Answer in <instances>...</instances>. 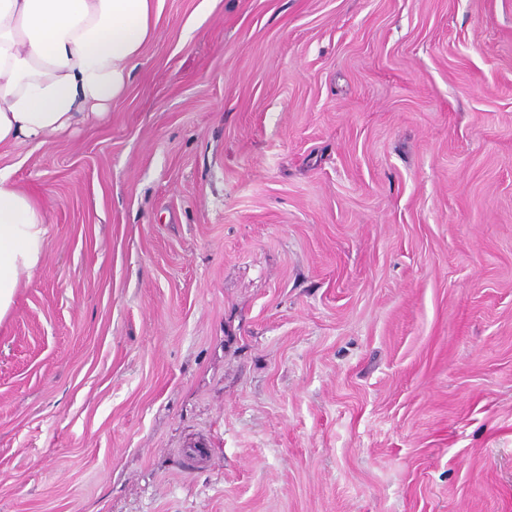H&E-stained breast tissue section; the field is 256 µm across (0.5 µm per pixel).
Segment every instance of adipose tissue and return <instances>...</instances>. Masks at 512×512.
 I'll return each mask as SVG.
<instances>
[{"instance_id":"ef3b65f1","label":"adipose tissue","mask_w":512,"mask_h":512,"mask_svg":"<svg viewBox=\"0 0 512 512\" xmlns=\"http://www.w3.org/2000/svg\"><path fill=\"white\" fill-rule=\"evenodd\" d=\"M159 0H0V147L101 121L155 33ZM47 213L0 168V319L42 266Z\"/></svg>"}]
</instances>
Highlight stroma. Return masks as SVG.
I'll return each instance as SVG.
<instances>
[{
    "label": "stroma",
    "instance_id": "stroma-1",
    "mask_svg": "<svg viewBox=\"0 0 512 512\" xmlns=\"http://www.w3.org/2000/svg\"><path fill=\"white\" fill-rule=\"evenodd\" d=\"M0 167V512H512V0H161ZM45 224L44 206L17 187L9 169L0 168V320L13 306L20 280L42 267Z\"/></svg>",
    "mask_w": 512,
    "mask_h": 512
}]
</instances>
